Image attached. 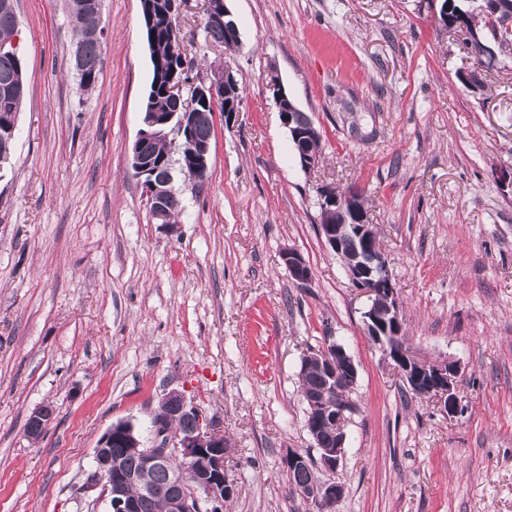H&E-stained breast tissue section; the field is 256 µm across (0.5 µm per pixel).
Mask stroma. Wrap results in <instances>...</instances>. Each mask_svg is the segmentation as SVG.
<instances>
[{
	"label": "stroma",
	"instance_id": "1",
	"mask_svg": "<svg viewBox=\"0 0 512 512\" xmlns=\"http://www.w3.org/2000/svg\"><path fill=\"white\" fill-rule=\"evenodd\" d=\"M226 5L233 53L207 43L204 0L178 18L191 81L224 64L243 100L215 119L203 187L175 175L171 227L151 221L129 162L152 75L139 0H103L89 93L66 0H13L26 96L0 167V512H109L87 487L100 437L119 421L147 433L172 389L224 434L226 512H312L285 458L313 451L298 372L327 335L358 365L331 512H512V54L473 69L437 0ZM274 72L320 133L314 171ZM323 185L361 193L409 344L459 366L460 414L412 394L367 336L319 233ZM270 86L273 89L276 104L282 117V121L288 130L294 134L301 167L304 170L310 172L318 167L320 158L317 155L307 151L306 145L310 141L319 139L320 133L312 122L306 125V122L310 119L309 116L305 112L300 110L298 111L297 107L295 106V102L286 93L278 76L271 75ZM297 111L298 124L302 126L305 125V128L302 130V132L295 131L293 127ZM285 117H288V120H285ZM281 259L294 281L305 284L311 280V268L297 250L288 249L282 253Z\"/></svg>",
	"mask_w": 512,
	"mask_h": 512
}]
</instances>
